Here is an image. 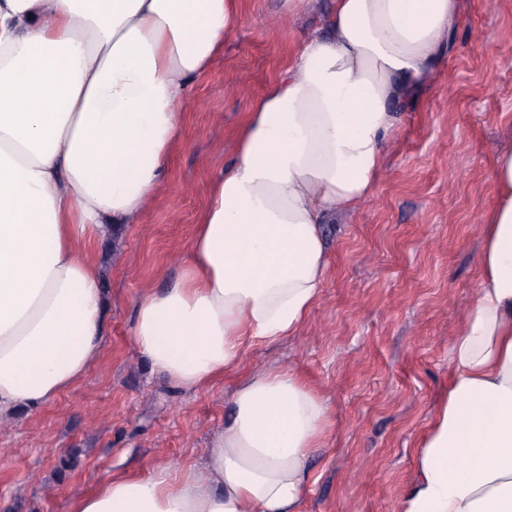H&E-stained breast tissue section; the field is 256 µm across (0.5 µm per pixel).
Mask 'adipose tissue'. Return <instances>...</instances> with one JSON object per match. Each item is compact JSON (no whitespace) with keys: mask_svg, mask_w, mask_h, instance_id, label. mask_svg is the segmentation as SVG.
I'll return each instance as SVG.
<instances>
[{"mask_svg":"<svg viewBox=\"0 0 512 512\" xmlns=\"http://www.w3.org/2000/svg\"><path fill=\"white\" fill-rule=\"evenodd\" d=\"M240 18V0H0V422L98 359L95 246L139 223L185 95ZM462 19V0H333L247 113L179 280L138 305L134 343L168 382L238 375L223 427L201 465L111 476L67 512H300L329 405L293 369L241 375L242 354L305 322L329 276L323 224L371 196L397 104ZM493 177L481 279L397 512H512V145Z\"/></svg>","mask_w":512,"mask_h":512,"instance_id":"ef3b65f1","label":"adipose tissue"}]
</instances>
